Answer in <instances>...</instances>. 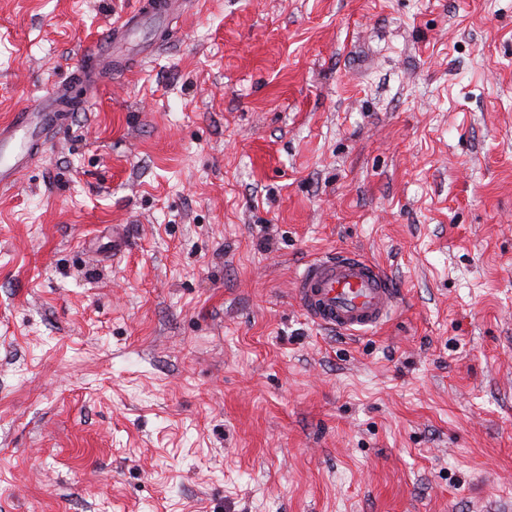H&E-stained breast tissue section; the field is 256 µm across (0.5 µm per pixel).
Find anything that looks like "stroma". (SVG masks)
Wrapping results in <instances>:
<instances>
[{"label":"stroma","instance_id":"1","mask_svg":"<svg viewBox=\"0 0 512 512\" xmlns=\"http://www.w3.org/2000/svg\"><path fill=\"white\" fill-rule=\"evenodd\" d=\"M137 6L0 0V121ZM156 35L0 190V512H512V0ZM337 249L399 292L376 332L296 302Z\"/></svg>","mask_w":512,"mask_h":512}]
</instances>
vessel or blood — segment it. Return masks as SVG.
<instances>
[{"mask_svg": "<svg viewBox=\"0 0 512 512\" xmlns=\"http://www.w3.org/2000/svg\"><path fill=\"white\" fill-rule=\"evenodd\" d=\"M193 0H141L138 10L109 28L91 51L93 63L81 69L82 81L95 89L110 68L108 49L135 34L145 22L163 23L176 8L191 10ZM68 97L67 83L55 84L33 104L0 124V187L12 186L47 137L63 128L60 103ZM302 312L316 325L357 334L382 325L395 311L398 297L390 277L376 263L352 250H339L309 262L295 281Z\"/></svg>", "mask_w": 512, "mask_h": 512, "instance_id": "obj_1", "label": "vessel or blood"}]
</instances>
